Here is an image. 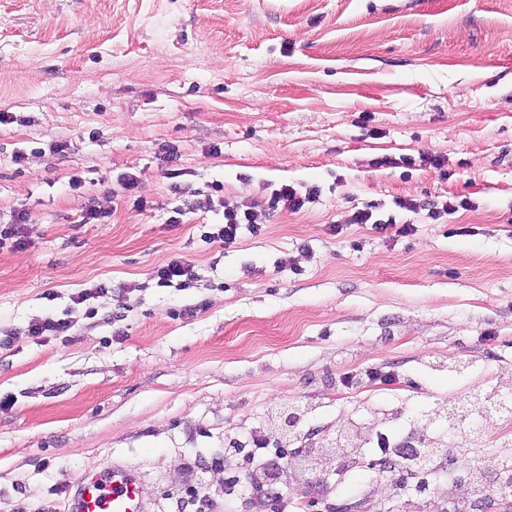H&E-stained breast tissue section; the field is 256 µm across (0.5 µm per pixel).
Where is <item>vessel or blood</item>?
<instances>
[{"label":"vessel or blood","mask_w":512,"mask_h":512,"mask_svg":"<svg viewBox=\"0 0 512 512\" xmlns=\"http://www.w3.org/2000/svg\"><path fill=\"white\" fill-rule=\"evenodd\" d=\"M140 479L115 468L82 475L75 484L71 512H147Z\"/></svg>","instance_id":"vessel-or-blood-1"}]
</instances>
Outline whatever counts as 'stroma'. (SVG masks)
<instances>
[{
	"instance_id": "1",
	"label": "stroma",
	"mask_w": 512,
	"mask_h": 512,
	"mask_svg": "<svg viewBox=\"0 0 512 512\" xmlns=\"http://www.w3.org/2000/svg\"><path fill=\"white\" fill-rule=\"evenodd\" d=\"M0 112V222L26 240L0 247V512L66 510L113 465L148 512L192 487L225 512L253 480L224 439L273 407L368 437L381 409L407 434L475 383L512 395V0H0ZM284 184L319 196L211 240ZM370 204L414 233L351 223ZM180 258L194 280L158 286ZM48 317L75 325L31 335ZM369 461L287 477L289 506L447 512L472 464L421 494Z\"/></svg>"
}]
</instances>
